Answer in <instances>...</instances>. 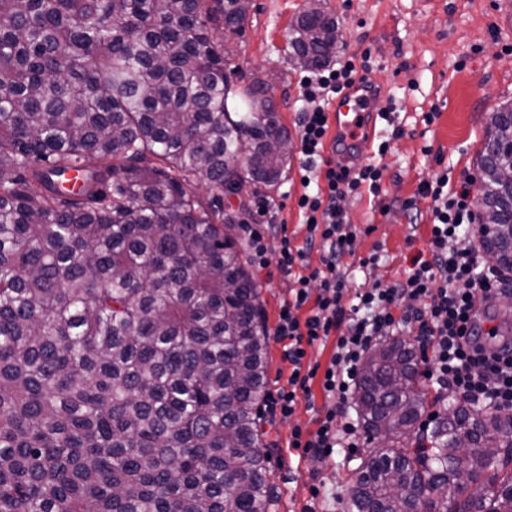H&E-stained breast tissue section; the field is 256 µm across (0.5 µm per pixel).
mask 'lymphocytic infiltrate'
I'll return each mask as SVG.
<instances>
[{
  "mask_svg": "<svg viewBox=\"0 0 512 512\" xmlns=\"http://www.w3.org/2000/svg\"><path fill=\"white\" fill-rule=\"evenodd\" d=\"M354 60L312 71L301 80L307 107L299 121L300 174L309 187L297 206L305 236L296 241L283 224H240L238 230L257 273L288 278L272 336L282 345L289 375L286 386L268 396L272 418L291 417L300 395L320 381L324 404L316 430L294 428L289 445L304 455L328 457L336 449L360 445V425L349 413L366 355L383 339L415 326L425 375L440 389L479 407L512 413V342L492 343L496 328H483L478 301H496L504 288L501 274L483 267L478 242L485 229L476 202L478 179L463 173L451 186L447 173L420 184L431 198V232L403 279L388 285L349 290L341 271L344 256L353 254L359 230L350 224L342 203L363 193L382 192L378 164L359 166L325 156L329 99L352 86ZM278 241L276 260L268 258V237ZM318 267H311V253ZM334 340L327 364L309 358V349Z\"/></svg>",
  "mask_w": 512,
  "mask_h": 512,
  "instance_id": "1",
  "label": "lymphocytic infiltrate"
}]
</instances>
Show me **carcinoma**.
I'll list each match as a JSON object with an SVG mask.
<instances>
[{"instance_id": "carcinoma-1", "label": "carcinoma", "mask_w": 512, "mask_h": 512, "mask_svg": "<svg viewBox=\"0 0 512 512\" xmlns=\"http://www.w3.org/2000/svg\"><path fill=\"white\" fill-rule=\"evenodd\" d=\"M252 0H0V512H268L260 286L224 184L274 190L288 140L217 37ZM304 8L295 64L336 55ZM481 246L512 273V104L478 155ZM207 188L208 197L199 193ZM414 346L373 349L344 512H512V419L420 425ZM465 468L470 483L456 482Z\"/></svg>"}]
</instances>
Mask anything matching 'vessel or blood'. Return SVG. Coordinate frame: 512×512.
<instances>
[{
    "label": "vessel or blood",
    "instance_id": "vessel-or-blood-1",
    "mask_svg": "<svg viewBox=\"0 0 512 512\" xmlns=\"http://www.w3.org/2000/svg\"><path fill=\"white\" fill-rule=\"evenodd\" d=\"M374 99V93L366 91L360 81L348 90L346 96L340 97L332 114L333 139L353 149L358 141L373 137L375 126L371 116Z\"/></svg>",
    "mask_w": 512,
    "mask_h": 512
}]
</instances>
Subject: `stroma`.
<instances>
[{"label":"stroma","instance_id":"stroma-1","mask_svg":"<svg viewBox=\"0 0 512 512\" xmlns=\"http://www.w3.org/2000/svg\"><path fill=\"white\" fill-rule=\"evenodd\" d=\"M305 0H252L243 33L232 43L242 84L259 80L271 90L281 124L291 142L299 140V118L305 106L300 79L305 71L289 61L291 24ZM338 25V55L370 52L368 80L380 87L376 109L394 106L396 125L377 120L375 139L359 152L378 158L382 193L345 199L350 223L360 228L354 255L344 257L349 286L399 279L430 235V199L418 195L420 182L447 172L452 183L462 173H477V155L486 138L487 117L500 103L512 102V0H322ZM433 122H426L427 113ZM401 135H394V126ZM390 148L378 155L379 141ZM300 156L292 154L284 179L269 199L275 222L303 239L297 201L304 188ZM412 201L413 212L401 208ZM378 254L368 273L360 259ZM311 403H299L285 420L263 426L270 453L277 501L271 512H340L357 466L345 450L323 459L299 456L288 440L294 427L314 429V407L322 406L319 384L311 386ZM327 493L312 499L313 481Z\"/></svg>","mask_w":512,"mask_h":512}]
</instances>
